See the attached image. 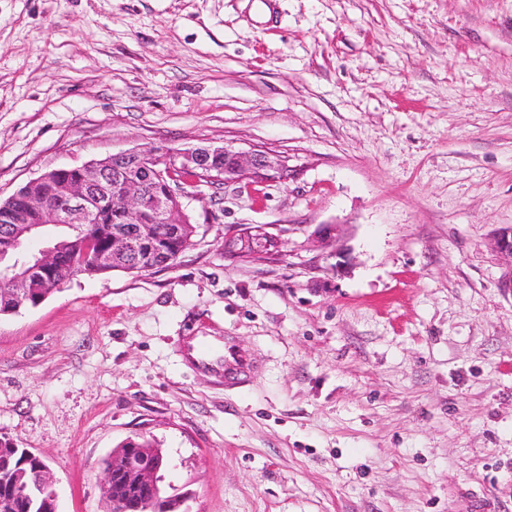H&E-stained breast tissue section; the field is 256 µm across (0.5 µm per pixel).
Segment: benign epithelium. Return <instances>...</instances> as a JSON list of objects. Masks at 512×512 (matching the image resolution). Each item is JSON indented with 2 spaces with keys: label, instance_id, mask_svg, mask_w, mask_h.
<instances>
[{
  "label": "benign epithelium",
  "instance_id": "obj_1",
  "mask_svg": "<svg viewBox=\"0 0 512 512\" xmlns=\"http://www.w3.org/2000/svg\"><path fill=\"white\" fill-rule=\"evenodd\" d=\"M181 168L192 179L213 188L241 181L248 175L255 181L288 179L287 161L268 152H240L225 145H209L194 149H131L93 160L78 167L48 170L30 179L6 199H0V214H11L14 202L25 195V203L33 217L28 224L67 225L92 224L99 212L106 210L119 216L125 224L136 228L127 234H117L110 241V250L96 254L101 265L112 262V255L137 250L143 245L141 229L147 224H183L191 217L183 206L184 185L165 183L166 175ZM250 246L242 260L258 253L276 262L285 256L283 241L268 231V225L246 227L224 237V254L239 258L244 246ZM497 251L512 260V226L501 229L495 238ZM59 246H48L21 261L9 262V246H0V277L11 280L12 309L17 313L24 305L36 307L59 288L53 282V269L60 262ZM36 274L48 282L39 294L30 291V281ZM34 467L36 488L41 494L40 512H56L54 478L50 468L26 448L10 445L0 448V504L12 512H30L32 488L26 471L11 466L16 453ZM168 464L166 456H147L140 449L127 447L104 468L101 491L109 503V512H160L163 501L159 472ZM122 480L129 493L121 497L114 482Z\"/></svg>",
  "mask_w": 512,
  "mask_h": 512
}]
</instances>
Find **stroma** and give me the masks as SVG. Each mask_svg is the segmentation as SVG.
<instances>
[{
  "label": "stroma",
  "mask_w": 512,
  "mask_h": 512,
  "mask_svg": "<svg viewBox=\"0 0 512 512\" xmlns=\"http://www.w3.org/2000/svg\"><path fill=\"white\" fill-rule=\"evenodd\" d=\"M210 144L293 174L189 188L174 265L0 316V435L58 512H106L138 434L180 512H512V0H0V197ZM257 224L285 259L225 258Z\"/></svg>",
  "instance_id": "35a3bbf8"
}]
</instances>
